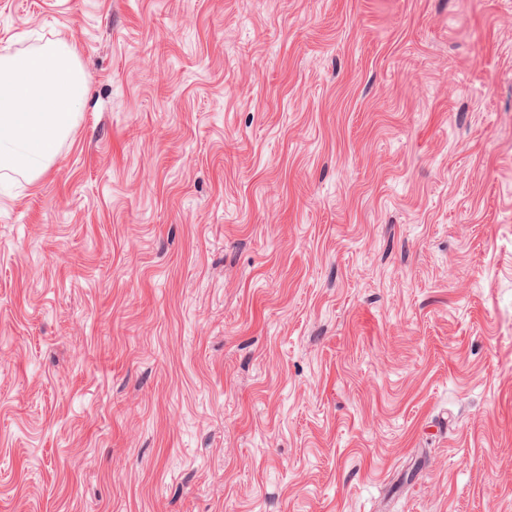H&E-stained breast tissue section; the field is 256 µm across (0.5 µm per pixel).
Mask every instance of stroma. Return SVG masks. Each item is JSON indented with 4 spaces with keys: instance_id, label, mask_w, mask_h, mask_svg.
Returning <instances> with one entry per match:
<instances>
[{
    "instance_id": "stroma-1",
    "label": "stroma",
    "mask_w": 512,
    "mask_h": 512,
    "mask_svg": "<svg viewBox=\"0 0 512 512\" xmlns=\"http://www.w3.org/2000/svg\"><path fill=\"white\" fill-rule=\"evenodd\" d=\"M57 41L0 512H512V0H0Z\"/></svg>"
}]
</instances>
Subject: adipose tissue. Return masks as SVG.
Masks as SVG:
<instances>
[{
	"instance_id": "1",
	"label": "adipose tissue",
	"mask_w": 512,
	"mask_h": 512,
	"mask_svg": "<svg viewBox=\"0 0 512 512\" xmlns=\"http://www.w3.org/2000/svg\"><path fill=\"white\" fill-rule=\"evenodd\" d=\"M75 48L47 44L0 54V171L36 181L72 130L87 94Z\"/></svg>"
}]
</instances>
